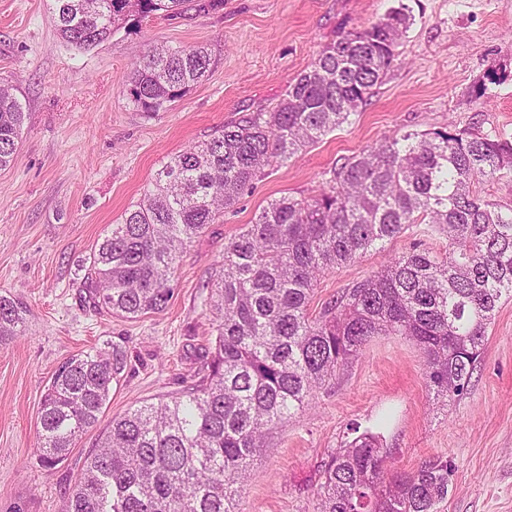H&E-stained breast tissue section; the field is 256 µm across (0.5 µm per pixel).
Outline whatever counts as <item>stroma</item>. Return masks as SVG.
I'll return each mask as SVG.
<instances>
[{
  "label": "stroma",
  "instance_id": "stroma-1",
  "mask_svg": "<svg viewBox=\"0 0 512 512\" xmlns=\"http://www.w3.org/2000/svg\"><path fill=\"white\" fill-rule=\"evenodd\" d=\"M50 0H0V83L26 119L14 160L0 170V295L27 307L26 331L0 344V512H62L98 433L66 460L42 467L38 409L58 366L116 343L127 369L105 419L191 384L214 339L212 291L224 246L271 200L318 193L331 169L384 139L466 131L512 136V0H224L181 17L131 16L87 50L56 33ZM407 6L412 24L367 106L287 163L270 168L182 254L167 307L128 320L94 310L82 265L98 239L151 190L163 166L224 125L274 106L319 51ZM212 52L208 77L164 112L138 111L128 77L152 47ZM419 228L326 272L311 302L378 271ZM381 432L389 468L411 472L432 457L452 465L438 512H512V298L488 329L463 395L430 394L424 357L406 336H379L312 405L276 430L242 484L239 512H318L322 468L354 437Z\"/></svg>",
  "mask_w": 512,
  "mask_h": 512
}]
</instances>
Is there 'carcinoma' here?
Listing matches in <instances>:
<instances>
[{"mask_svg": "<svg viewBox=\"0 0 512 512\" xmlns=\"http://www.w3.org/2000/svg\"><path fill=\"white\" fill-rule=\"evenodd\" d=\"M221 0H52L58 35L89 49L129 14ZM411 24L407 8L325 46L272 109L224 125L171 158L155 188L98 240L83 286L93 308L125 319L167 307L181 255L242 192L349 121L382 84ZM205 46L155 47L134 63L129 96L155 115L201 82ZM25 112L0 87V169L14 159ZM512 171V140L448 131L386 140L331 170L309 198L283 196L224 246L212 308L209 361L185 392L109 421L63 512H237L236 496L271 434L376 336L414 340L434 396L463 394L502 298H512V206L480 197L476 182ZM428 224L448 249L393 256L380 271L309 306L323 275ZM26 308L0 296V343L22 335ZM127 367L117 345L63 362L45 386L36 450L63 462L96 428ZM381 436L368 430L329 456L320 512H438L451 464L433 457L387 474Z\"/></svg>", "mask_w": 512, "mask_h": 512, "instance_id": "obj_1", "label": "carcinoma"}]
</instances>
